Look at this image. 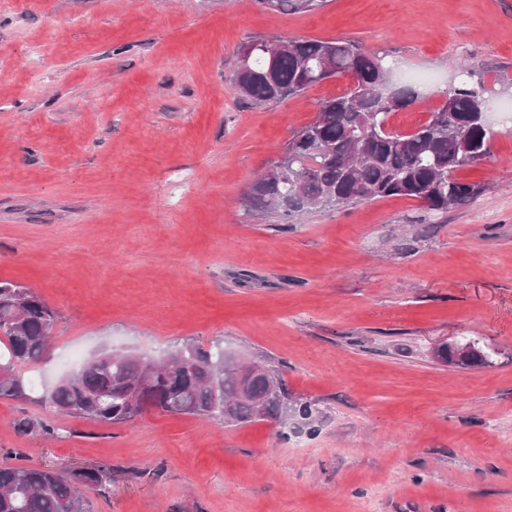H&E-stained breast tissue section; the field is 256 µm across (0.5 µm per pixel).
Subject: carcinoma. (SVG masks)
<instances>
[{
  "instance_id": "obj_1",
  "label": "carcinoma",
  "mask_w": 512,
  "mask_h": 512,
  "mask_svg": "<svg viewBox=\"0 0 512 512\" xmlns=\"http://www.w3.org/2000/svg\"><path fill=\"white\" fill-rule=\"evenodd\" d=\"M267 10L300 12L326 0H255ZM245 63L235 65L231 83L244 101L280 102L339 73L356 82L345 93L323 100L312 121L288 144V171L275 162L251 184L245 206L253 215L288 219L311 208L336 210L385 197L426 202L439 214L468 204L479 192L453 176L488 154L492 135L486 125L488 97L484 72L466 69L448 89L442 106L411 133L385 128L389 114L415 104L410 87L389 90L391 69L384 57L349 40L251 39ZM57 320L32 289L0 280V396L26 395ZM191 368L161 365L147 396L167 412L201 416L224 426L280 418L306 421L316 433L319 411L305 401L288 403V389L270 370L241 378L224 363L231 355L217 341L209 350L186 342ZM149 358L104 351L88 359L70 379H60L40 402L55 412L102 424H123L137 413L129 403ZM112 482L107 466L65 476L50 467H0V512H91L89 491L104 492Z\"/></svg>"
}]
</instances>
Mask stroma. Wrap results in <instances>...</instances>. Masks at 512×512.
Returning a JSON list of instances; mask_svg holds the SVG:
<instances>
[{
    "mask_svg": "<svg viewBox=\"0 0 512 512\" xmlns=\"http://www.w3.org/2000/svg\"><path fill=\"white\" fill-rule=\"evenodd\" d=\"M348 39L409 71L426 122L467 65L512 79V0H12L0 11V280L57 313L36 389L105 349L223 342L277 370L301 419L121 425L0 397V467L105 465L93 512H512V97L469 204L425 221L387 197L283 220L254 176L350 83L255 106L230 85L251 39ZM474 343L487 366L442 362ZM47 422L57 437L22 432ZM257 4L267 10L300 12L317 9L327 2L326 0H256Z\"/></svg>",
    "mask_w": 512,
    "mask_h": 512,
    "instance_id": "1",
    "label": "stroma"
}]
</instances>
